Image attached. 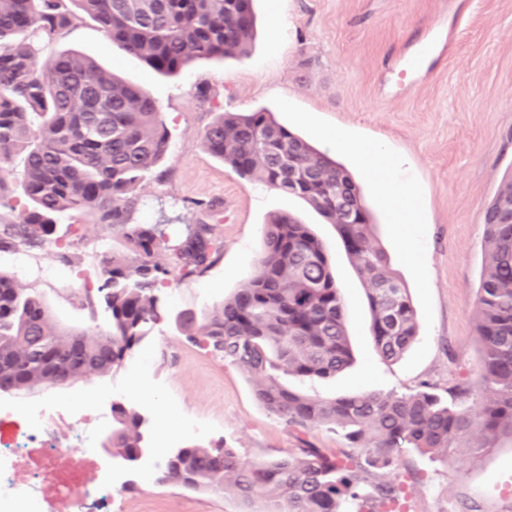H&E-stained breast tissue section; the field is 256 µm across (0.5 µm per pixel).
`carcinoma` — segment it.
Listing matches in <instances>:
<instances>
[{"label":"carcinoma","mask_w":512,"mask_h":512,"mask_svg":"<svg viewBox=\"0 0 512 512\" xmlns=\"http://www.w3.org/2000/svg\"><path fill=\"white\" fill-rule=\"evenodd\" d=\"M78 13L167 77L199 60L246 55L255 28L253 0H0V209H15L17 158L27 201L18 223L0 222V251L49 242L63 214L117 229L127 246L124 255L105 256L96 273L111 321L93 333L59 326L44 301L0 273V390L16 395L60 388L47 363L54 353L64 355L60 368L72 383L111 373L162 319L160 289L172 274L200 275L220 250L212 224H196L172 244L161 225L130 222L129 195L164 160L170 133L148 92L94 60L69 50L40 60L41 37L67 29ZM203 144L240 177L299 197L333 224L362 214L337 230L367 286L376 349L386 361L400 358L416 338L415 310L387 252L371 242L373 215L346 169L263 109L220 113ZM511 196L509 175L484 215L477 332L485 398L461 405L469 390L459 384L448 388L447 401L428 383L405 394L334 399L283 385L282 374L333 376L353 355L322 241L293 215L275 214L264 226L256 275L200 322L180 327L255 380L258 401L299 433L298 448L244 460L232 448L187 446L165 456L160 472L186 489L260 498L264 512H350L364 490L365 465L388 467L400 448L448 463L473 428L490 444L512 438V217L499 211ZM144 424L133 407L112 404L111 444L131 462L147 447ZM334 426L351 451L328 455L300 437Z\"/></svg>","instance_id":"1"}]
</instances>
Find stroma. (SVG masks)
Here are the masks:
<instances>
[{
    "label": "stroma",
    "mask_w": 512,
    "mask_h": 512,
    "mask_svg": "<svg viewBox=\"0 0 512 512\" xmlns=\"http://www.w3.org/2000/svg\"><path fill=\"white\" fill-rule=\"evenodd\" d=\"M248 56L200 60L175 78L155 74L77 16L41 41L43 57L71 49L133 82L157 101L171 134L162 176H147L130 198L132 222L164 225L171 239L204 220L195 202L220 200L212 221L219 257L202 275L164 288L166 316L106 376L68 388L0 396L1 404L48 408L79 418L102 395L149 420L150 459L122 469L111 494L90 493L98 512H247L234 494H209L158 480L168 449L218 445L246 460L297 446L294 434L257 400L255 382L210 348L178 331V318L202 317L253 277L263 230L287 212L323 242L342 291L355 362L328 378L283 377L290 389L332 399L357 392H412L421 382L469 385L478 370L477 297L485 257L483 213L512 171V0H255ZM442 29L451 47L429 56L420 74L401 60ZM265 109L359 184L394 275L416 312L417 336L398 360L378 355L364 285L335 225L303 200L248 182L203 146L221 112ZM382 158L337 150L335 134ZM121 232L62 216L51 243L0 252V271L39 296L64 327L88 332L109 315L95 288L106 253L124 252ZM442 464L412 449L395 466L370 469L366 489L402 486L401 512H512V439L488 446L480 433L459 442Z\"/></svg>",
    "instance_id": "obj_1"
}]
</instances>
